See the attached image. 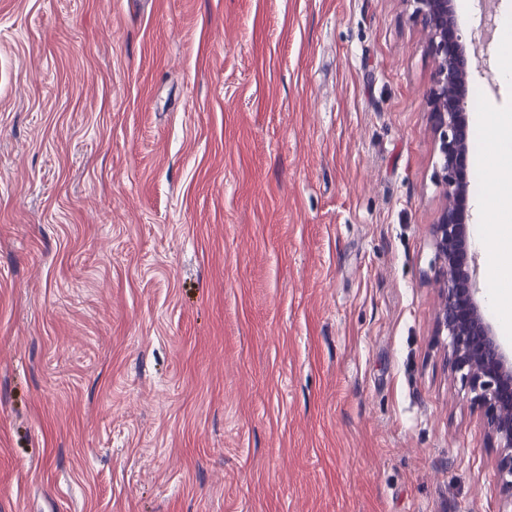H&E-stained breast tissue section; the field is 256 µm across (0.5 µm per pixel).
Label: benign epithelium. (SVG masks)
Instances as JSON below:
<instances>
[{
  "mask_svg": "<svg viewBox=\"0 0 512 512\" xmlns=\"http://www.w3.org/2000/svg\"><path fill=\"white\" fill-rule=\"evenodd\" d=\"M438 60L429 92L439 130L440 163L448 204L436 238L444 260L441 326L448 332L453 372L485 407L486 423L503 449L498 472L512 492V351L481 312L478 267L467 248L466 204L470 128L465 112L472 58L462 43L454 0H414Z\"/></svg>",
  "mask_w": 512,
  "mask_h": 512,
  "instance_id": "obj_1",
  "label": "benign epithelium"
}]
</instances>
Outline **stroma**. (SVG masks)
<instances>
[{"label": "stroma", "instance_id": "stroma-1", "mask_svg": "<svg viewBox=\"0 0 512 512\" xmlns=\"http://www.w3.org/2000/svg\"><path fill=\"white\" fill-rule=\"evenodd\" d=\"M437 67L413 0H0V512H512L439 325ZM469 157L512 349V157Z\"/></svg>", "mask_w": 512, "mask_h": 512}]
</instances>
